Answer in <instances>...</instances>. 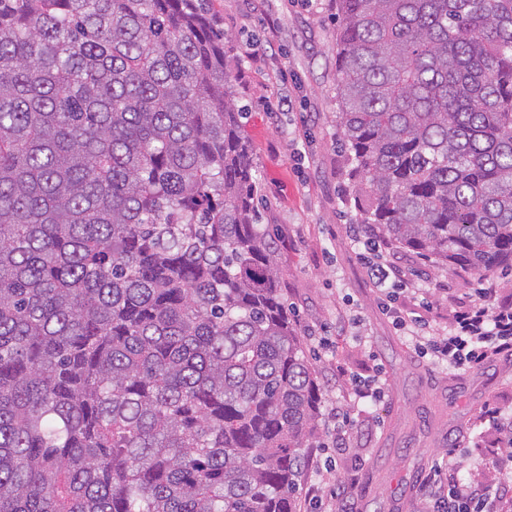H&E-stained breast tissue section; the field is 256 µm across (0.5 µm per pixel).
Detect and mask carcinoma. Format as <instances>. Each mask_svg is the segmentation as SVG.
<instances>
[{
	"label": "carcinoma",
	"mask_w": 512,
	"mask_h": 512,
	"mask_svg": "<svg viewBox=\"0 0 512 512\" xmlns=\"http://www.w3.org/2000/svg\"><path fill=\"white\" fill-rule=\"evenodd\" d=\"M211 0H0V512H296L321 388ZM356 223L512 272V0H336Z\"/></svg>",
	"instance_id": "obj_1"
}]
</instances>
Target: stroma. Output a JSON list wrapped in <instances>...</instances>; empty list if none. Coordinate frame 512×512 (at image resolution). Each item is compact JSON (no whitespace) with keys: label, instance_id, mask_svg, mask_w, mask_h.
<instances>
[{"label":"stroma","instance_id":"35a3bbf8","mask_svg":"<svg viewBox=\"0 0 512 512\" xmlns=\"http://www.w3.org/2000/svg\"><path fill=\"white\" fill-rule=\"evenodd\" d=\"M213 10L239 61L232 83L280 290L323 392L320 445L306 451L298 512H317L306 497L311 485L330 495L347 482L354 512H418L419 478L449 441L466 456L496 447L498 435L480 409L493 401L512 417V362L496 357L467 371L432 363L380 307L347 233L355 210L336 145L334 0H213ZM381 251L406 275L399 304L418 309L432 328L447 330L453 313L473 300L474 272L437 269L392 245ZM346 314L359 328L344 324ZM376 371L385 398L350 400V377ZM337 402L352 423L340 454L330 446L328 417Z\"/></svg>","mask_w":512,"mask_h":512}]
</instances>
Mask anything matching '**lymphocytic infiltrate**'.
<instances>
[{
    "mask_svg": "<svg viewBox=\"0 0 512 512\" xmlns=\"http://www.w3.org/2000/svg\"><path fill=\"white\" fill-rule=\"evenodd\" d=\"M349 234L366 254L368 278L380 292L394 326L411 337L421 355L465 371L497 355L512 357V305L496 304L494 283L481 281L476 301L455 313L447 333H433L422 316L396 306L405 275L379 255L373 235L356 224L350 225ZM491 463L499 471L497 481L462 482L456 478L460 458L455 450H448L445 462L432 465L420 479L424 512H512V448L493 450Z\"/></svg>",
    "mask_w": 512,
    "mask_h": 512,
    "instance_id": "lymphocytic-infiltrate-1",
    "label": "lymphocytic infiltrate"
}]
</instances>
